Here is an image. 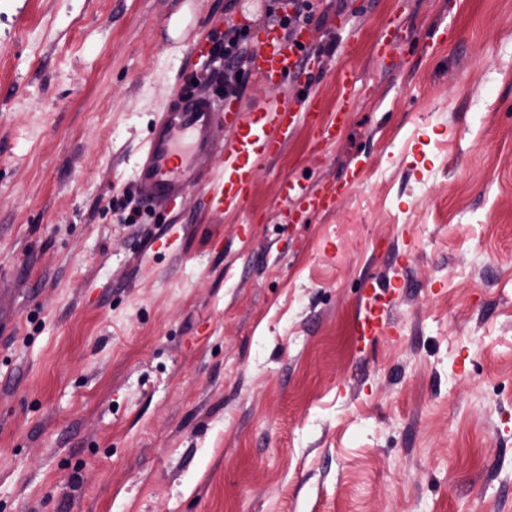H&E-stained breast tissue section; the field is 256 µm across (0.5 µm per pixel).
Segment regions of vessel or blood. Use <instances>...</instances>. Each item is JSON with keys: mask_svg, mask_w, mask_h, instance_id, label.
Masks as SVG:
<instances>
[{"mask_svg": "<svg viewBox=\"0 0 512 512\" xmlns=\"http://www.w3.org/2000/svg\"><path fill=\"white\" fill-rule=\"evenodd\" d=\"M312 42L309 28H299L288 40L279 27H267L252 55L254 74L268 83H287L289 74L310 52ZM353 83L350 74H343V93L326 119L321 116L316 94L309 90L298 106L272 100L246 115L229 104L214 106L209 97L187 89L153 125L138 182L150 200L171 206L191 183L208 173L212 176L211 205L218 210H243L258 164L276 156L299 126L314 128L317 144L335 143L346 125L348 112L357 103ZM218 122L237 132L233 145L222 152L212 137ZM359 177L360 170L354 167L345 178L313 189L296 178H284L280 184L284 222L301 224L309 214L333 210ZM366 287L360 296L362 308L351 324V334L363 349L384 335L391 309L386 300V284L373 278Z\"/></svg>", "mask_w": 512, "mask_h": 512, "instance_id": "1", "label": "vessel or blood"}]
</instances>
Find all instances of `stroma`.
I'll list each match as a JSON object with an SVG mask.
<instances>
[{
  "label": "stroma",
  "instance_id": "stroma-1",
  "mask_svg": "<svg viewBox=\"0 0 512 512\" xmlns=\"http://www.w3.org/2000/svg\"><path fill=\"white\" fill-rule=\"evenodd\" d=\"M272 4L0 0V512H512V0H322L309 89H361L336 144L298 128L241 212L201 182L148 205L192 41L258 42ZM303 91L247 67L232 102ZM352 164L282 223L281 178ZM374 276L397 304L363 351ZM360 173L361 170L357 167L349 168L345 178L317 186L315 189L300 183L294 177H285L280 184V200L285 204L282 211L284 222L302 224L308 214H323L333 210L359 179Z\"/></svg>",
  "mask_w": 512,
  "mask_h": 512
}]
</instances>
